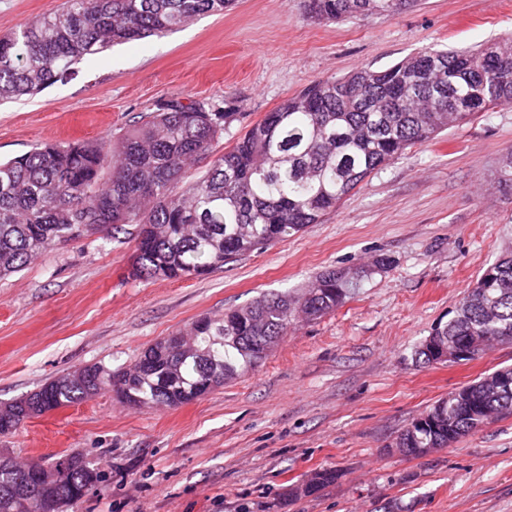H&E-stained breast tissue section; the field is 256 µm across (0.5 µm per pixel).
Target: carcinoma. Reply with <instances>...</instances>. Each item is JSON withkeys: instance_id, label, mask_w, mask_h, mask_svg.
I'll use <instances>...</instances> for the list:
<instances>
[{"instance_id": "carcinoma-1", "label": "carcinoma", "mask_w": 512, "mask_h": 512, "mask_svg": "<svg viewBox=\"0 0 512 512\" xmlns=\"http://www.w3.org/2000/svg\"><path fill=\"white\" fill-rule=\"evenodd\" d=\"M235 0H64L55 12L0 37V101L32 96L115 44L177 30ZM408 0H307L310 17L394 16ZM512 105V40L474 50L425 48L383 70L317 81L285 99L222 153L215 141L238 120L228 101L160 100L117 139L45 144L0 161V279L57 246L138 225L133 275L191 279L317 224L373 171L408 148L498 106ZM205 162L195 180L187 167ZM361 287L357 270L320 274L299 297L271 294L196 320L187 348L163 337L130 367H78L0 408V436L24 421L113 393L134 408L187 404L256 365L302 313L317 319ZM436 344L479 351L512 341V255L497 259L433 332ZM512 413V366L438 400L396 442L404 455L443 448ZM323 468L290 496L336 482ZM80 456L34 470L0 459V512H65L98 481ZM19 482L33 487L21 501Z\"/></svg>"}]
</instances>
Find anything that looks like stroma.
Instances as JSON below:
<instances>
[{
	"mask_svg": "<svg viewBox=\"0 0 512 512\" xmlns=\"http://www.w3.org/2000/svg\"><path fill=\"white\" fill-rule=\"evenodd\" d=\"M62 0H0V36ZM512 36V0H411L392 17L319 22L306 0H237L161 36L113 46L39 94L0 105V159L44 143L119 136L160 100L232 103L215 143L319 80L381 70L416 50ZM512 107L418 144L367 177L321 223L191 280L132 276L136 225L90 236L0 280V402L90 364L130 365L157 339L269 293L300 295L356 268L359 290L298 321L260 366L177 408L106 393L25 421L0 455H79L102 473L67 512H512V414L418 457L397 436L449 393L512 365V345L424 365L412 352L482 270L512 251ZM385 267H378L379 259ZM323 468L338 480L289 493Z\"/></svg>",
	"mask_w": 512,
	"mask_h": 512,
	"instance_id": "35a3bbf8",
	"label": "stroma"
}]
</instances>
